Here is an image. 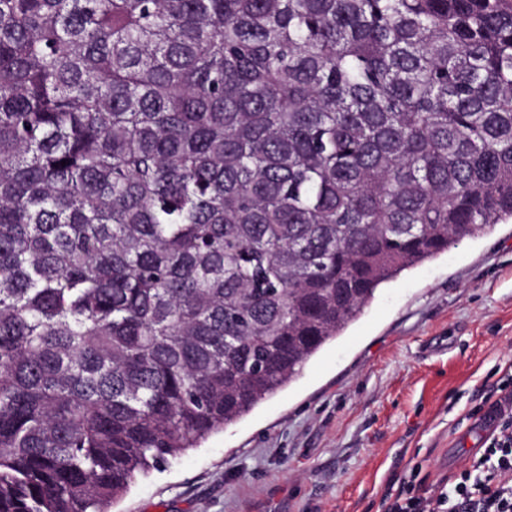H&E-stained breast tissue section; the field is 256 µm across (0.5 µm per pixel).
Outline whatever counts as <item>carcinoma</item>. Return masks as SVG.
<instances>
[{"label":"carcinoma","instance_id":"1","mask_svg":"<svg viewBox=\"0 0 512 512\" xmlns=\"http://www.w3.org/2000/svg\"><path fill=\"white\" fill-rule=\"evenodd\" d=\"M510 219L512 0H0V512H112Z\"/></svg>","mask_w":512,"mask_h":512}]
</instances>
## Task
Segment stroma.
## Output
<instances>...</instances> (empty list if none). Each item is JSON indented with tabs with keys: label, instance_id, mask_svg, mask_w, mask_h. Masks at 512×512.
Here are the masks:
<instances>
[{
	"label": "stroma",
	"instance_id": "obj_1",
	"mask_svg": "<svg viewBox=\"0 0 512 512\" xmlns=\"http://www.w3.org/2000/svg\"><path fill=\"white\" fill-rule=\"evenodd\" d=\"M512 376V221L382 284L284 389L114 512H386L402 483L453 481Z\"/></svg>",
	"mask_w": 512,
	"mask_h": 512
}]
</instances>
